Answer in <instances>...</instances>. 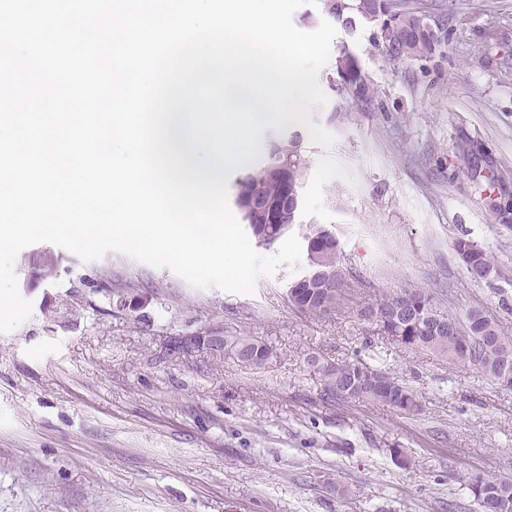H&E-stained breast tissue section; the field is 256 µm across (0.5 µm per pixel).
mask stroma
<instances>
[{
	"instance_id": "1",
	"label": "stroma",
	"mask_w": 512,
	"mask_h": 512,
	"mask_svg": "<svg viewBox=\"0 0 512 512\" xmlns=\"http://www.w3.org/2000/svg\"><path fill=\"white\" fill-rule=\"evenodd\" d=\"M449 40L431 61L395 64L373 27L338 28L370 77L376 108L347 106L318 74L312 117L334 136L302 135L309 163L301 224L331 230L351 285L342 309L296 312L285 288L302 267L260 276L254 294L199 289L166 267L110 251L83 262L53 246L56 275L14 272L31 316L0 332V512H476L474 472L512 479V390L481 371L378 335L360 317L387 293L427 291L453 315L477 308L512 336V0H419ZM474 145L470 161L456 153ZM481 175H465L468 164ZM492 254L501 277L471 279L454 243ZM139 282L147 304L122 311L97 273ZM77 297L79 308L60 306ZM252 336L276 360L257 369L173 336ZM361 357L405 381L408 416L372 401L330 400L306 358Z\"/></svg>"
}]
</instances>
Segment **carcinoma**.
<instances>
[{"label":"carcinoma","mask_w":512,"mask_h":512,"mask_svg":"<svg viewBox=\"0 0 512 512\" xmlns=\"http://www.w3.org/2000/svg\"><path fill=\"white\" fill-rule=\"evenodd\" d=\"M324 14L345 28L360 18L376 25L375 47L397 62H423L433 58L448 42L446 31L425 25L415 0H322ZM337 91L343 101L361 111L374 105L376 91L359 65L336 67ZM307 160L299 140L284 138L274 159L246 167L237 183L235 204L258 244L270 246L288 234L278 220H288V210L300 211L301 190ZM302 237L310 241L305 248L307 264L324 274L295 285L297 293L289 303L300 313L325 315L341 305L347 283L336 264L338 241L327 228L306 226ZM455 251L467 273L476 281L501 276L499 266L488 252L466 238L456 240ZM373 319L377 333L410 350H423L456 363L480 369L499 382L498 365L505 355L512 356V336L501 334L498 325L479 310H468L461 317L448 313L433 295L420 289H403L384 295ZM447 316L455 322L458 334L443 336L435 331V318ZM212 353L261 368L276 352L251 337L226 334ZM308 364L322 381L323 395L329 399L369 400L413 415L419 411L416 393L406 383L357 357L329 360L314 353ZM479 481L493 497L512 506V479L480 474Z\"/></svg>","instance_id":"cac0c4a2"}]
</instances>
